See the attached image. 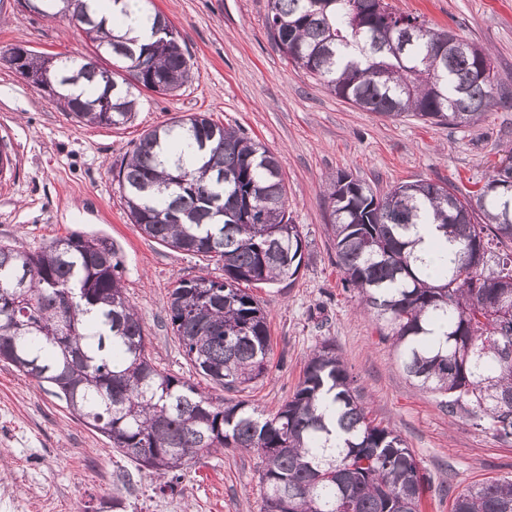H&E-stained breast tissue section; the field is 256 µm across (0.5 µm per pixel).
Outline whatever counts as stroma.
<instances>
[{
	"mask_svg": "<svg viewBox=\"0 0 512 512\" xmlns=\"http://www.w3.org/2000/svg\"><path fill=\"white\" fill-rule=\"evenodd\" d=\"M434 29H453L487 50L502 88L512 91V0H389ZM180 35L194 77L172 94H143L123 125L89 126L65 112L0 60V140L12 164L0 174V241L33 250L76 231L111 242L123 260L128 300L141 316L148 351L162 371L206 394L222 389L197 375L168 328L176 282L220 276L213 262L166 248L127 218L114 170L147 130L204 112L277 154L288 211L307 244L294 283L257 289L271 337L267 373L238 397L264 414L290 398L314 347L335 343L370 416L395 429L427 478L422 512H452L454 497L487 480L512 478V442L449 417L437 394L403 373L380 321L360 314L344 288L326 232L325 184L347 173L374 192L402 182L442 180L474 190L512 150V107H494L471 126L407 116L395 120L337 98L296 68L270 40L267 0H146ZM61 58L90 51L82 29L17 5L0 11V53L16 46ZM255 454L228 448L187 469L175 495L154 494L155 475L112 449L64 402L0 362V512H85L117 496L130 512H261Z\"/></svg>",
	"mask_w": 512,
	"mask_h": 512,
	"instance_id": "obj_1",
	"label": "stroma"
}]
</instances>
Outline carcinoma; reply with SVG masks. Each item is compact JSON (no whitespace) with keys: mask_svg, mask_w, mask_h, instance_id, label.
Returning <instances> with one entry per match:
<instances>
[{"mask_svg":"<svg viewBox=\"0 0 512 512\" xmlns=\"http://www.w3.org/2000/svg\"><path fill=\"white\" fill-rule=\"evenodd\" d=\"M112 0V19L140 11ZM93 34V54L56 60L55 98L93 126L131 119L142 92L170 94L192 77L177 30L147 16L151 40L106 26L84 0H40ZM423 22L379 0H268L266 28L295 67L358 109L469 126L492 106L496 73L476 44L445 56ZM128 218L149 239L204 256L222 278L182 279L166 322L196 373L227 392L264 376L267 318L248 288L295 281L306 243L287 211L282 163L204 113L148 130L114 175ZM326 231L343 286L392 332L403 371L444 399L448 416L512 440V166L469 194L431 180L383 195L338 175L326 186ZM450 244L439 261L415 252L418 225ZM113 245L73 232L37 250L0 242V361L32 377L123 456L175 491L194 459L225 448L261 462L262 512H420L419 462L394 429L369 418L335 345L315 346L296 390L266 417L216 400L158 369L126 297ZM452 512H512V479L459 493Z\"/></svg>","mask_w":512,"mask_h":512,"instance_id":"obj_1","label":"carcinoma"}]
</instances>
